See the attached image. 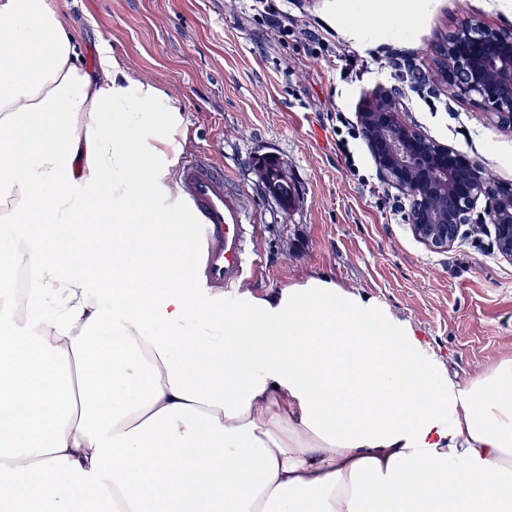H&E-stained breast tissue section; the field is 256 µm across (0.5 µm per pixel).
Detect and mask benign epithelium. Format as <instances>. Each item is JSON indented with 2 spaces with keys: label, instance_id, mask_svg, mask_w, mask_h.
<instances>
[{
  "label": "benign epithelium",
  "instance_id": "obj_1",
  "mask_svg": "<svg viewBox=\"0 0 512 512\" xmlns=\"http://www.w3.org/2000/svg\"><path fill=\"white\" fill-rule=\"evenodd\" d=\"M443 53L448 89L458 96H478L511 133L512 29L470 20L453 32ZM457 70L467 73V82L454 80ZM358 120L380 177L411 199V228L418 239L447 251L483 199L485 222L495 225L497 252L512 261V184L473 178L474 164L466 155L401 121L397 103L383 86L365 100Z\"/></svg>",
  "mask_w": 512,
  "mask_h": 512
}]
</instances>
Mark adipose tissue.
Listing matches in <instances>:
<instances>
[{
    "mask_svg": "<svg viewBox=\"0 0 512 512\" xmlns=\"http://www.w3.org/2000/svg\"><path fill=\"white\" fill-rule=\"evenodd\" d=\"M158 95L0 0V512H512V355L458 379L325 277L185 286Z\"/></svg>",
    "mask_w": 512,
    "mask_h": 512,
    "instance_id": "1",
    "label": "adipose tissue"
}]
</instances>
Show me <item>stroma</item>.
Instances as JSON below:
<instances>
[{
    "mask_svg": "<svg viewBox=\"0 0 512 512\" xmlns=\"http://www.w3.org/2000/svg\"><path fill=\"white\" fill-rule=\"evenodd\" d=\"M86 59L111 51L160 92L155 123L171 157L208 151L250 205L262 263L246 285L273 291L326 276L410 321L450 374L466 378L512 353V262L474 210L447 252L412 233L411 202L383 185L357 112L377 87L397 90L403 120L512 183V133L435 77V45L472 17L512 28V0H426L407 32L370 38L336 25L352 0H290L288 35L273 36L248 0H47ZM324 40L310 42L308 30ZM177 109L180 123L163 117ZM346 150H339V142ZM271 158L289 202L263 192Z\"/></svg>",
    "mask_w": 512,
    "mask_h": 512,
    "instance_id": "35a3bbf8",
    "label": "stroma"
}]
</instances>
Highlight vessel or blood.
Returning a JSON list of instances; mask_svg holds the SVG:
<instances>
[{
  "label": "vessel or blood",
  "mask_w": 512,
  "mask_h": 512,
  "mask_svg": "<svg viewBox=\"0 0 512 512\" xmlns=\"http://www.w3.org/2000/svg\"><path fill=\"white\" fill-rule=\"evenodd\" d=\"M176 185L181 207L194 219L196 257L204 265L211 286L227 291L235 288L257 265L248 247L254 227L248 222L245 196L206 151L181 157Z\"/></svg>",
  "instance_id": "b4317fda"
}]
</instances>
